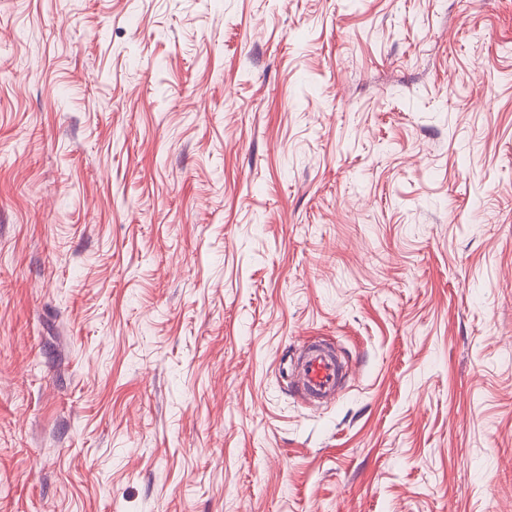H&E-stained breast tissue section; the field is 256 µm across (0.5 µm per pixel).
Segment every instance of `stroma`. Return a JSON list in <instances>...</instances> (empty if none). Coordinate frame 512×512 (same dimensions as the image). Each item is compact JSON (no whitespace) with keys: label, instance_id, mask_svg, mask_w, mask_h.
I'll return each instance as SVG.
<instances>
[{"label":"stroma","instance_id":"35a3bbf8","mask_svg":"<svg viewBox=\"0 0 512 512\" xmlns=\"http://www.w3.org/2000/svg\"><path fill=\"white\" fill-rule=\"evenodd\" d=\"M0 512H512V0H0ZM290 381L305 402L334 401L341 389V357L324 341H314L305 349L293 367Z\"/></svg>","mask_w":512,"mask_h":512}]
</instances>
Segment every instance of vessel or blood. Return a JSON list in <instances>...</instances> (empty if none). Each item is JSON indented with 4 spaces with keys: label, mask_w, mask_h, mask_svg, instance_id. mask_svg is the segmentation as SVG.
Returning a JSON list of instances; mask_svg holds the SVG:
<instances>
[{
    "label": "vessel or blood",
    "mask_w": 512,
    "mask_h": 512,
    "mask_svg": "<svg viewBox=\"0 0 512 512\" xmlns=\"http://www.w3.org/2000/svg\"><path fill=\"white\" fill-rule=\"evenodd\" d=\"M293 375L291 385L302 400H335L341 389V358L330 344L311 342L295 363Z\"/></svg>",
    "instance_id": "vessel-or-blood-1"
}]
</instances>
